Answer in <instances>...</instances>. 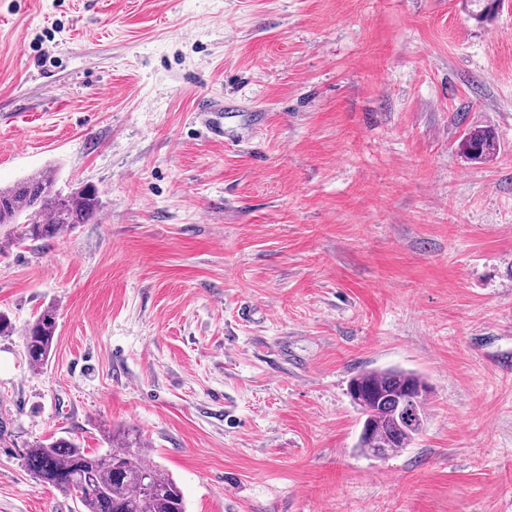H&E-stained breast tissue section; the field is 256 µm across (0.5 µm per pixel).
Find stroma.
I'll use <instances>...</instances> for the list:
<instances>
[{
    "mask_svg": "<svg viewBox=\"0 0 512 512\" xmlns=\"http://www.w3.org/2000/svg\"><path fill=\"white\" fill-rule=\"evenodd\" d=\"M471 10L0 0V185L100 195L61 235L0 233V512H80L25 452L119 428L187 512H512V0ZM390 367L428 380V420L376 459L347 383ZM234 105L224 99H214L202 104L200 108L201 116L209 123L214 136L222 141L233 142L235 135L233 131L224 127V123L220 121V115L224 112H232ZM497 141L492 131L487 129H470L461 140L460 147L469 159L483 160L494 155ZM56 333V310L43 308L24 331L28 363L33 368L42 366L48 359Z\"/></svg>",
    "mask_w": 512,
    "mask_h": 512,
    "instance_id": "stroma-1",
    "label": "stroma"
}]
</instances>
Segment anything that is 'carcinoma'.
<instances>
[{"label":"carcinoma","instance_id":"carcinoma-1","mask_svg":"<svg viewBox=\"0 0 512 512\" xmlns=\"http://www.w3.org/2000/svg\"><path fill=\"white\" fill-rule=\"evenodd\" d=\"M471 18L490 21L501 0H472ZM460 147L468 158L495 154L492 131L470 129ZM99 192L85 185L67 194L56 189L51 170H42L8 187H0V227L12 226L11 241L37 242L85 224L99 211ZM56 333V310L43 308L24 331L28 363L33 368L48 359ZM431 388L420 374L402 369L367 371L353 377L348 393L362 415L358 448L368 455L375 448L389 453L406 448L423 432ZM109 454H90L63 437L27 449L24 465L37 481L73 495L82 512H186L177 482L151 461L137 438H112Z\"/></svg>","mask_w":512,"mask_h":512}]
</instances>
